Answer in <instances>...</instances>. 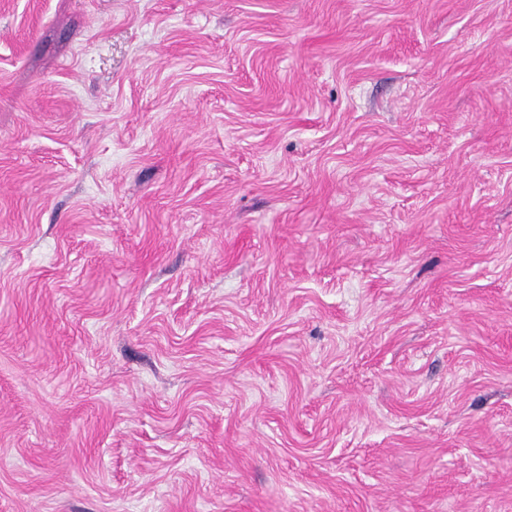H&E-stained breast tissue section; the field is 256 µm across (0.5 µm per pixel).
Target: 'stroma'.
<instances>
[{
  "label": "stroma",
  "instance_id": "35a3bbf8",
  "mask_svg": "<svg viewBox=\"0 0 512 512\" xmlns=\"http://www.w3.org/2000/svg\"><path fill=\"white\" fill-rule=\"evenodd\" d=\"M0 512H512V0H0Z\"/></svg>",
  "mask_w": 512,
  "mask_h": 512
}]
</instances>
